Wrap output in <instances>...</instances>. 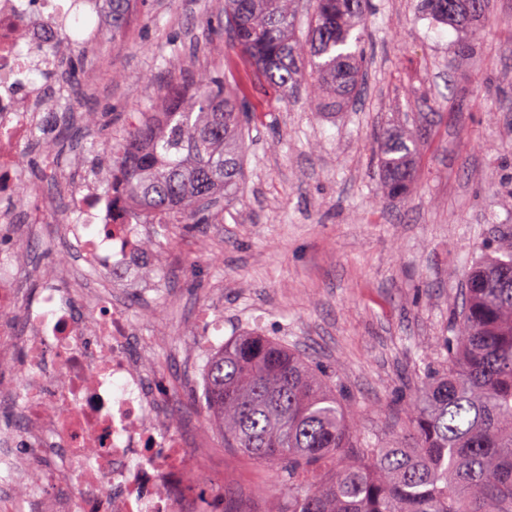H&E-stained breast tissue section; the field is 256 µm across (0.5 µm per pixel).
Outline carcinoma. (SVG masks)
Segmentation results:
<instances>
[{"mask_svg": "<svg viewBox=\"0 0 512 512\" xmlns=\"http://www.w3.org/2000/svg\"><path fill=\"white\" fill-rule=\"evenodd\" d=\"M296 0H224L230 49L252 60L268 86L290 94L306 79L317 104L338 112L365 74L363 38L352 31L370 0H313L305 38ZM132 0H112L120 32ZM472 0H421L451 26L479 22ZM252 112L222 76L194 88L169 85L162 107L130 123L112 155V191L148 224H206L219 193L243 176ZM414 139L386 134L388 193L414 178ZM444 337L442 366L427 373L404 432L374 443L352 430L350 410L327 376L294 348L256 331L224 341L207 362L205 406L224 445L288 473V505L268 512H512V254L487 253L468 269Z\"/></svg>", "mask_w": 512, "mask_h": 512, "instance_id": "carcinoma-1", "label": "carcinoma"}]
</instances>
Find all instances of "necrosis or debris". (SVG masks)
<instances>
[{"mask_svg":"<svg viewBox=\"0 0 512 512\" xmlns=\"http://www.w3.org/2000/svg\"><path fill=\"white\" fill-rule=\"evenodd\" d=\"M67 0H0V238L35 233L23 223L20 153L34 133L60 138L45 120V94L34 75L58 63L55 30L30 15L63 18ZM98 171L67 190L76 206L60 211L72 262L120 277L143 262V231L127 223L130 204L102 192ZM45 275L24 302L16 275L0 266V367L14 369L0 407L16 429L0 433V469L13 485L0 512L44 476L40 512H203L196 461L183 431L170 427L174 399L165 376L142 366L145 345L133 331L121 293ZM74 302H67V295ZM60 454L50 472L40 463Z\"/></svg>","mask_w":512,"mask_h":512,"instance_id":"1","label":"necrosis or debris"}]
</instances>
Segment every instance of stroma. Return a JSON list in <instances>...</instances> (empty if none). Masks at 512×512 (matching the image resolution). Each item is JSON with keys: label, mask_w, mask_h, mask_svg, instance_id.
<instances>
[{"label": "stroma", "mask_w": 512, "mask_h": 512, "mask_svg": "<svg viewBox=\"0 0 512 512\" xmlns=\"http://www.w3.org/2000/svg\"><path fill=\"white\" fill-rule=\"evenodd\" d=\"M418 3L372 0L364 85L335 113L308 90L284 101L262 83L217 32L224 0H142L117 35L93 29L84 11L66 20L83 52L64 46L48 94L74 126L52 146L22 147L30 208L50 190L47 155L70 183L97 146L109 174L131 115L159 111L163 84L220 73L255 114L243 180L212 223L147 225L144 262L124 286L137 336L154 345L143 366L166 376L181 405L174 428L204 449L197 490L212 512H267L288 497L284 470L225 447L203 406L197 366L224 340L243 331L286 340L336 384L357 429L382 437L440 362L465 269L485 252H512V0H495L468 57L461 34ZM385 131L419 141L400 199L385 194L375 156ZM41 221L39 239L0 254L56 269L57 219L47 210Z\"/></svg>", "instance_id": "obj_1"}]
</instances>
